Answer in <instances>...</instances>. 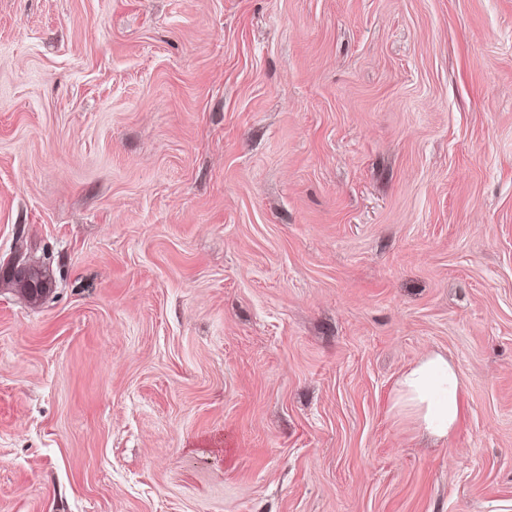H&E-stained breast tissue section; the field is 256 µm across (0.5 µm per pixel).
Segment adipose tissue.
Here are the masks:
<instances>
[{"label": "adipose tissue", "instance_id": "obj_1", "mask_svg": "<svg viewBox=\"0 0 512 512\" xmlns=\"http://www.w3.org/2000/svg\"><path fill=\"white\" fill-rule=\"evenodd\" d=\"M461 377L442 354L428 352L407 369L394 387L395 413L432 436L445 438L457 427L461 413Z\"/></svg>", "mask_w": 512, "mask_h": 512}]
</instances>
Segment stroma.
Returning <instances> with one entry per match:
<instances>
[{
	"label": "stroma",
	"instance_id": "obj_1",
	"mask_svg": "<svg viewBox=\"0 0 512 512\" xmlns=\"http://www.w3.org/2000/svg\"><path fill=\"white\" fill-rule=\"evenodd\" d=\"M20 238L0 512H512V0H0ZM7 280L20 286L21 294L29 300H36L47 291L45 286V283H47L46 275L40 269L33 266L23 276H15L10 271ZM461 377L448 357L428 352L407 369L394 387L393 410L437 438H448L461 413Z\"/></svg>",
	"mask_w": 512,
	"mask_h": 512
}]
</instances>
